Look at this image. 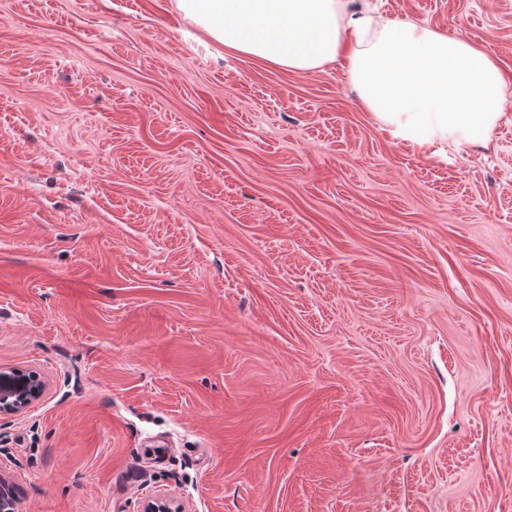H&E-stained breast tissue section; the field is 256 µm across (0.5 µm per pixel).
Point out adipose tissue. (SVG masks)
<instances>
[{"instance_id": "1", "label": "adipose tissue", "mask_w": 512, "mask_h": 512, "mask_svg": "<svg viewBox=\"0 0 512 512\" xmlns=\"http://www.w3.org/2000/svg\"><path fill=\"white\" fill-rule=\"evenodd\" d=\"M225 49L293 73L341 61L365 111L420 156L447 159L487 139L506 77L467 38L395 23L356 0H178Z\"/></svg>"}]
</instances>
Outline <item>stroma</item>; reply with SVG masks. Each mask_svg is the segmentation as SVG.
<instances>
[{"mask_svg": "<svg viewBox=\"0 0 512 512\" xmlns=\"http://www.w3.org/2000/svg\"><path fill=\"white\" fill-rule=\"evenodd\" d=\"M373 2L500 62L486 141L418 156L176 0H0L17 512H512V0ZM44 383L23 369L0 370V413L19 414L43 397Z\"/></svg>", "mask_w": 512, "mask_h": 512, "instance_id": "35a3bbf8", "label": "stroma"}]
</instances>
